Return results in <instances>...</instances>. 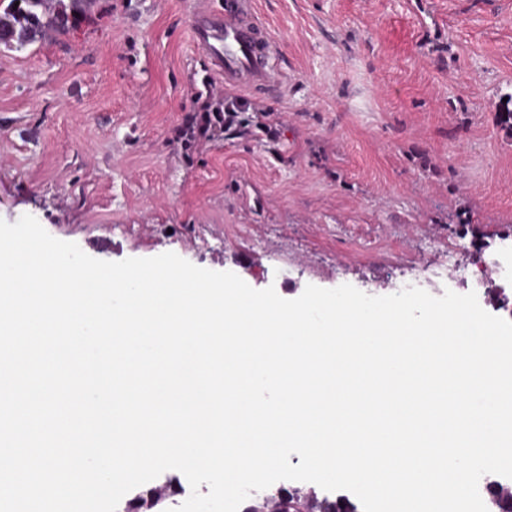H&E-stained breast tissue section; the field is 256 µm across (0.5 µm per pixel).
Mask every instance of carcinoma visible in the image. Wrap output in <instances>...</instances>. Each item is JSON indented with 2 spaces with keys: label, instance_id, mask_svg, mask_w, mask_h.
<instances>
[{
  "label": "carcinoma",
  "instance_id": "carcinoma-1",
  "mask_svg": "<svg viewBox=\"0 0 512 512\" xmlns=\"http://www.w3.org/2000/svg\"><path fill=\"white\" fill-rule=\"evenodd\" d=\"M88 0H0V26L5 36L0 45L20 51L47 31L63 33L68 20L84 16ZM182 492L175 476L161 484L137 491L125 503L122 512H165L166 502ZM275 512H361L348 496L323 495L312 486L281 487L267 492Z\"/></svg>",
  "mask_w": 512,
  "mask_h": 512
}]
</instances>
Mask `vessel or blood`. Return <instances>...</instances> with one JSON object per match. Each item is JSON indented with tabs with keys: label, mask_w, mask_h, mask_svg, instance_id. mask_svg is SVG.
I'll list each match as a JSON object with an SVG mask.
<instances>
[{
	"label": "vessel or blood",
	"mask_w": 512,
	"mask_h": 512,
	"mask_svg": "<svg viewBox=\"0 0 512 512\" xmlns=\"http://www.w3.org/2000/svg\"><path fill=\"white\" fill-rule=\"evenodd\" d=\"M192 35L225 86L245 92L283 88L286 76L271 63L278 46L258 17L254 0H234L227 9L194 14Z\"/></svg>",
	"instance_id": "obj_1"
}]
</instances>
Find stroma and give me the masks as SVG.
<instances>
[{"label":"stroma","instance_id":"obj_1","mask_svg":"<svg viewBox=\"0 0 512 512\" xmlns=\"http://www.w3.org/2000/svg\"><path fill=\"white\" fill-rule=\"evenodd\" d=\"M224 2L92 0L66 33L0 48V219L285 299L483 278L512 236V0H256L287 88L225 89L267 126L186 152L210 73L192 15Z\"/></svg>","mask_w":512,"mask_h":512}]
</instances>
